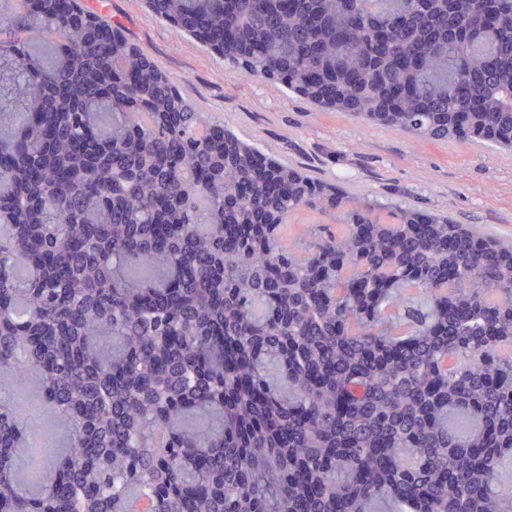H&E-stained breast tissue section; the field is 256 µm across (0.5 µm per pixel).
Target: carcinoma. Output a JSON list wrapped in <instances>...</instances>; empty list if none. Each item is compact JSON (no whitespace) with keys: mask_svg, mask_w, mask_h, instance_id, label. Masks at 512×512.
<instances>
[{"mask_svg":"<svg viewBox=\"0 0 512 512\" xmlns=\"http://www.w3.org/2000/svg\"><path fill=\"white\" fill-rule=\"evenodd\" d=\"M0 0V512H512V246L349 197L201 112L118 25ZM146 0L331 112L512 149V0ZM95 15L88 23L85 14ZM299 208L335 220L293 246ZM52 413L55 417L66 421L61 414L53 411ZM53 415L49 413L44 419H41L37 431L43 432L46 435L50 446H61L66 443V429Z\"/></svg>","mask_w":512,"mask_h":512,"instance_id":"obj_1","label":"carcinoma"}]
</instances>
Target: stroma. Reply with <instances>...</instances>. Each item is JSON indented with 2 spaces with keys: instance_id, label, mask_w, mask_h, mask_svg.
Returning a JSON list of instances; mask_svg holds the SVG:
<instances>
[{
  "instance_id": "obj_1",
  "label": "stroma",
  "mask_w": 512,
  "mask_h": 512,
  "mask_svg": "<svg viewBox=\"0 0 512 512\" xmlns=\"http://www.w3.org/2000/svg\"><path fill=\"white\" fill-rule=\"evenodd\" d=\"M111 16L200 110L242 141L353 196L450 216L468 231L512 241V153L423 142L342 112H323L231 68L156 18L144 0H85Z\"/></svg>"
}]
</instances>
